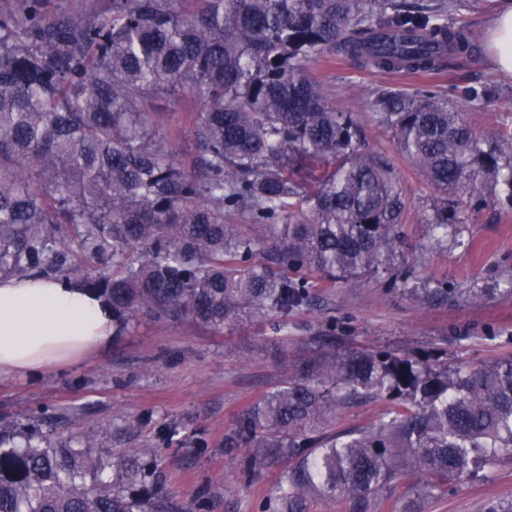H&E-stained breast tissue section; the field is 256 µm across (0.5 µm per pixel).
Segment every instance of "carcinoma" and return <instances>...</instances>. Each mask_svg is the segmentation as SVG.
Segmentation results:
<instances>
[{"instance_id":"carcinoma-1","label":"carcinoma","mask_w":512,"mask_h":512,"mask_svg":"<svg viewBox=\"0 0 512 512\" xmlns=\"http://www.w3.org/2000/svg\"><path fill=\"white\" fill-rule=\"evenodd\" d=\"M0 7V277H43L96 293L112 335L140 316L216 331L247 317L280 333L319 274L353 284L391 270L405 195L327 103L309 64L341 53L387 73H430L473 56L457 0H107L68 13L49 0ZM196 99L178 162L164 132ZM441 95L380 92L378 122L438 194L427 224L448 236L493 196L512 205V127L476 131ZM166 102L161 106L160 102ZM227 213L267 230L251 237ZM393 403L370 431H325L336 411ZM250 465L287 461L282 512L313 498L372 512L417 472L422 495L512 451V356L469 370L429 355L321 349L244 413L226 441ZM95 435L0 425V512H179L144 448L108 458Z\"/></svg>"}]
</instances>
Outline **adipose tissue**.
Returning <instances> with one entry per match:
<instances>
[{
  "label": "adipose tissue",
  "instance_id": "obj_1",
  "mask_svg": "<svg viewBox=\"0 0 512 512\" xmlns=\"http://www.w3.org/2000/svg\"><path fill=\"white\" fill-rule=\"evenodd\" d=\"M497 2L488 52L512 77V0ZM111 338V310L86 292L41 278L0 279V374L70 364Z\"/></svg>",
  "mask_w": 512,
  "mask_h": 512
}]
</instances>
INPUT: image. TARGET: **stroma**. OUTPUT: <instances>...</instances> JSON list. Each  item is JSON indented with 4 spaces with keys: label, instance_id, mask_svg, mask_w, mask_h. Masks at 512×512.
I'll return each instance as SVG.
<instances>
[{
    "label": "stroma",
    "instance_id": "1",
    "mask_svg": "<svg viewBox=\"0 0 512 512\" xmlns=\"http://www.w3.org/2000/svg\"><path fill=\"white\" fill-rule=\"evenodd\" d=\"M480 50L474 58L422 77L379 72L346 57L316 62L331 107L353 113L369 149L385 157L406 201L401 255L390 275L355 284L315 281L307 310L288 318L286 336L265 321L244 319L214 331L182 319H140L127 335L80 360L34 375H0V421L42 431L94 432L98 452L152 446L157 473L184 512H276L284 462L248 468V452L224 442L245 409L288 375L334 331L337 348L410 352L431 346L449 366H478L512 354V207L487 203L470 223L434 241L426 219L434 190L396 147L371 106L377 91L412 92L430 83L441 93L482 81L498 97L468 110L481 132L512 122V78L489 63L487 29L495 0H458ZM436 288L417 298L412 289ZM39 408L65 412L66 422L34 417ZM386 405L368 401L337 411L329 427L339 435L376 427ZM512 501V454L501 455L482 477L451 482L435 498L414 482L383 489L374 512H484L488 500Z\"/></svg>",
    "mask_w": 512,
    "mask_h": 512
}]
</instances>
